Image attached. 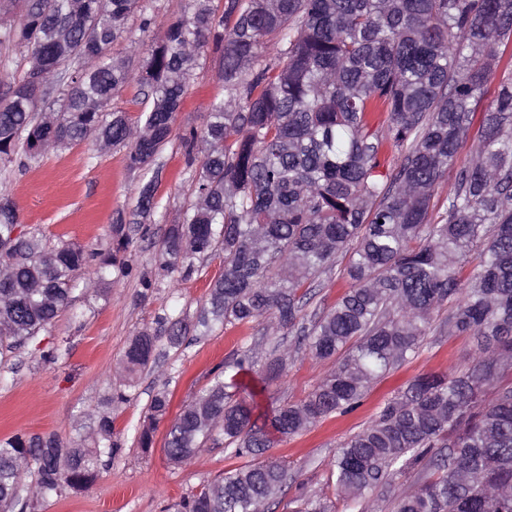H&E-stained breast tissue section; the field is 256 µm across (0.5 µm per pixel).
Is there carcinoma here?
<instances>
[{
	"label": "carcinoma",
	"instance_id": "1",
	"mask_svg": "<svg viewBox=\"0 0 512 512\" xmlns=\"http://www.w3.org/2000/svg\"><path fill=\"white\" fill-rule=\"evenodd\" d=\"M139 0H0V45L27 48L29 69L0 102V161L26 167L50 151L94 136L128 148L146 170L170 141L201 55L220 54L228 99L212 101L201 129L183 137L191 200L161 243L159 270L189 279L217 252L195 327L262 323L292 335L331 371L270 420L288 438L359 407L371 388L416 356L442 308L439 333L471 336L469 368L419 375L341 444L330 478L359 500L391 470L421 465L394 512H512V0H185L163 23L132 73L108 54ZM135 79L148 88L140 123L112 109L114 91ZM495 88H490L492 81ZM494 90L489 103L484 100ZM60 96L36 120L30 95ZM474 156L455 165L467 142ZM452 176L441 201L435 186ZM145 183L133 216L156 208ZM134 237L112 225L105 250L50 247L21 228L0 189V355L37 341L80 287L106 290L131 276ZM350 254L346 291L328 309L307 311L319 276ZM180 348L183 319L157 316L126 347L127 386L155 363L160 341ZM288 348L265 353V379L283 376ZM237 375L220 373L184 405L165 434L170 463L192 461L210 442L250 464L225 473L172 506L173 512H269L288 469L265 457L269 433L240 396ZM170 398L162 380L144 452ZM94 446L56 437L0 440V512L88 488L121 446L112 415L96 416ZM37 471L33 486L21 477Z\"/></svg>",
	"mask_w": 512,
	"mask_h": 512
}]
</instances>
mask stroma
<instances>
[{
  "label": "stroma",
  "instance_id": "stroma-1",
  "mask_svg": "<svg viewBox=\"0 0 512 512\" xmlns=\"http://www.w3.org/2000/svg\"><path fill=\"white\" fill-rule=\"evenodd\" d=\"M147 10L131 15L127 31L110 47L113 58L138 67L159 24L181 13L184 0H146ZM155 24L143 29L145 16ZM218 54L207 53L193 72L186 101L175 116L171 141L158 160L159 173L132 170L122 148L100 149L95 139L64 151L46 154L39 164L0 172L9 198L16 204L25 229L42 234L48 245L65 240L87 249H103L111 241L113 224L130 219L139 192L154 181L159 207L146 224L149 234L132 256L135 275L113 285L108 295L75 291L71 302L40 335L39 348H23L0 359V440L16 434L55 435L64 445L90 447L94 417L110 412L123 448L96 482L82 491L35 502L26 512H167L169 505L200 490L225 472L244 466V459L208 444L188 464H171L163 443L167 423H160L150 452L137 445L136 430L147 414L158 379L169 382V417H176L224 363L266 341L263 325L249 323L229 331L215 330L174 349L159 343L156 362L135 387L122 389L116 370L131 337L153 325L158 314L178 300L186 323H193L203 306L210 281L223 270V258L205 260L191 279L170 275L157 288L141 286L142 275L158 273V249L170 225L178 223L189 196L188 157L182 137L201 128L209 103L226 97ZM61 348L58 359L45 351ZM476 345L467 336L430 335L420 354L401 365L377 386L353 412L316 423L288 439L272 436L269 457L288 467V491L273 512H301L304 496L321 500L332 512H358L343 500L332 482L329 465L340 445L377 414L392 391L426 372H458L470 367ZM332 368L303 353H291L280 379L264 380L259 369L242 376L261 418H271L287 402L305 398ZM125 391V401L115 394Z\"/></svg>",
  "mask_w": 512,
  "mask_h": 512
}]
</instances>
